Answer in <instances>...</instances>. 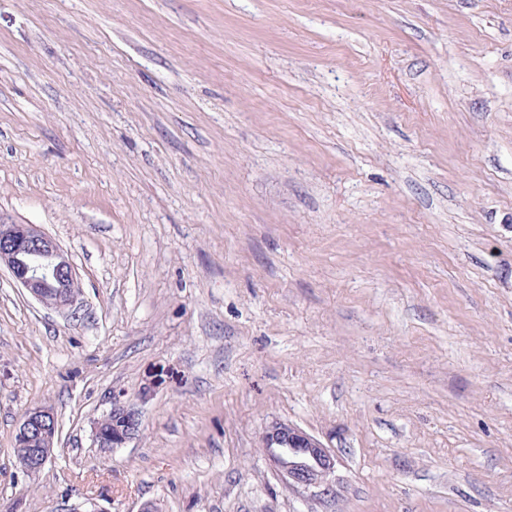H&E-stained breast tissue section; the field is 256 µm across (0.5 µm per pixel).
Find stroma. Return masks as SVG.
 Segmentation results:
<instances>
[{
	"mask_svg": "<svg viewBox=\"0 0 512 512\" xmlns=\"http://www.w3.org/2000/svg\"><path fill=\"white\" fill-rule=\"evenodd\" d=\"M0 213L80 286L0 268V512H512V0H0ZM5 265L15 280L48 308H72L77 294V273L57 242L33 224L5 222L0 215V266ZM56 288L55 301L47 298ZM111 410L119 417L118 425L113 427L112 413L108 412L94 426V443L103 453H111L116 448H122L139 433L142 423L139 410L133 404L122 402L119 398L114 397ZM103 429L112 430V433ZM56 419V414L51 408L35 406L26 410L18 425L16 459L19 463L26 456L20 467L30 475L39 474L52 455L56 438ZM35 444L41 448H30ZM261 440L289 487L316 497L335 495L336 457L320 439L295 424L273 421Z\"/></svg>",
	"mask_w": 512,
	"mask_h": 512,
	"instance_id": "stroma-1",
	"label": "stroma"
}]
</instances>
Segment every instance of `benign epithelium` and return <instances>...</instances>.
<instances>
[{"label": "benign epithelium", "instance_id": "benign-epithelium-1", "mask_svg": "<svg viewBox=\"0 0 512 512\" xmlns=\"http://www.w3.org/2000/svg\"><path fill=\"white\" fill-rule=\"evenodd\" d=\"M37 301L48 308H71L77 301V273L57 242L32 224H13L0 218V265ZM112 411L119 417L112 432L94 426V443L103 453L123 447L142 423L132 404L114 399ZM56 414L45 406L26 410L16 433L19 447L29 449L21 468L39 474L54 450ZM262 447L288 483L316 497L334 496L336 457L320 439L292 423L273 421L265 427Z\"/></svg>", "mask_w": 512, "mask_h": 512}]
</instances>
